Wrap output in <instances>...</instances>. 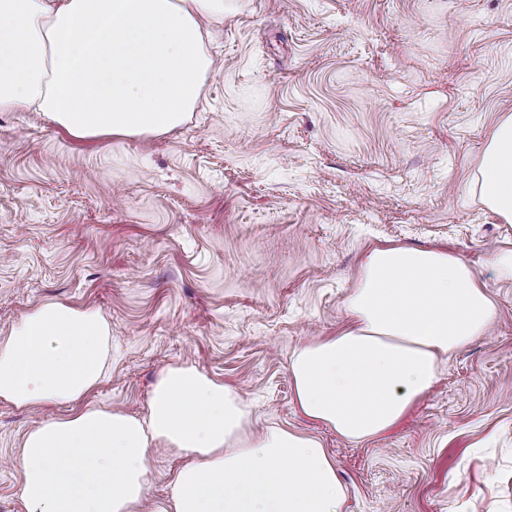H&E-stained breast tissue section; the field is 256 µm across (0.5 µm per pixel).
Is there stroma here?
<instances>
[{
    "label": "stroma",
    "instance_id": "1",
    "mask_svg": "<svg viewBox=\"0 0 512 512\" xmlns=\"http://www.w3.org/2000/svg\"><path fill=\"white\" fill-rule=\"evenodd\" d=\"M215 64L179 129L73 139L0 113V338L36 305L92 306L112 364L88 403L146 415L159 371L237 388L250 429L318 438L345 512H512V246L470 191L512 114V0H226ZM443 247L498 306L389 433L299 416L288 358L333 335L367 249ZM38 414L0 403V512H26Z\"/></svg>",
    "mask_w": 512,
    "mask_h": 512
}]
</instances>
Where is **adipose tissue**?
<instances>
[{
  "label": "adipose tissue",
  "instance_id": "ef3b65f1",
  "mask_svg": "<svg viewBox=\"0 0 512 512\" xmlns=\"http://www.w3.org/2000/svg\"><path fill=\"white\" fill-rule=\"evenodd\" d=\"M224 0H0V112H40L74 139L148 138L180 127L213 59L207 22ZM471 191L512 224V115L499 120ZM334 335L288 364L302 417L352 442L394 428L431 390L442 356L490 329L497 306L448 251L371 249ZM112 330L93 307L41 303L0 339V402L54 408L21 453L27 512H343L321 443L247 432L238 389L196 365L163 368L146 416L86 403L105 380ZM181 460L149 497L151 449Z\"/></svg>",
  "mask_w": 512,
  "mask_h": 512
}]
</instances>
